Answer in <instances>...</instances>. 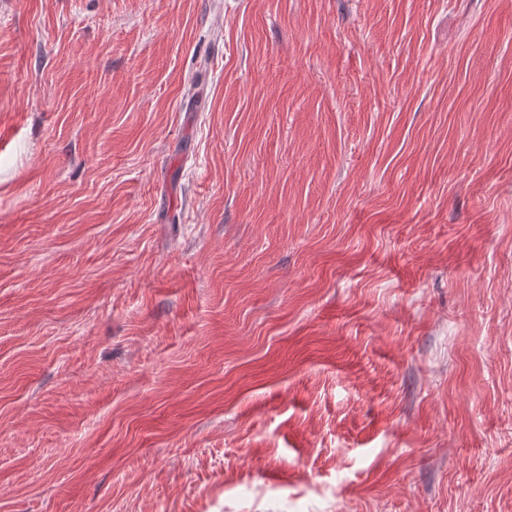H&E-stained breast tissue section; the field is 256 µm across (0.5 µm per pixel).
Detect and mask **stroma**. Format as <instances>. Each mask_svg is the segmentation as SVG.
<instances>
[{"instance_id":"35a3bbf8","label":"stroma","mask_w":512,"mask_h":512,"mask_svg":"<svg viewBox=\"0 0 512 512\" xmlns=\"http://www.w3.org/2000/svg\"><path fill=\"white\" fill-rule=\"evenodd\" d=\"M0 512H512V0H0Z\"/></svg>"}]
</instances>
